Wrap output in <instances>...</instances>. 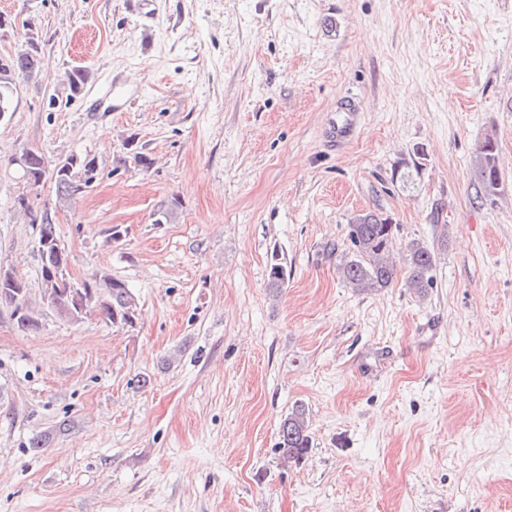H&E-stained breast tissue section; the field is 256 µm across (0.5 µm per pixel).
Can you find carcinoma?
<instances>
[{"label":"carcinoma","mask_w":512,"mask_h":512,"mask_svg":"<svg viewBox=\"0 0 512 512\" xmlns=\"http://www.w3.org/2000/svg\"><path fill=\"white\" fill-rule=\"evenodd\" d=\"M27 58L23 61L32 77L39 69L43 48L34 37L26 41ZM15 84L8 71L0 64V119L12 111L11 100ZM23 167L27 182L40 184L42 154L29 150ZM57 170L51 184L54 187L55 206L65 208L81 195V189L90 186L98 175L95 158L88 154H70ZM144 168L151 165L147 156L132 152L113 158L114 169L129 163ZM475 174L485 195L495 193L499 186L500 172L496 144L487 139L477 146L473 157ZM37 229V257L40 273L41 300L43 305L70 321L80 322L89 312L99 313L114 326L132 327L137 320V304L128 284L112 276L93 275L78 282L68 273L69 254L60 242L54 217L40 220ZM395 225L374 212L354 215L349 221V241L345 259L338 266L343 281L352 288L379 291L392 285L397 278L395 253ZM406 261L409 268L407 286L418 292L429 284V273L435 265L433 249L412 242L407 247ZM28 288L9 272L0 271V303L13 307L12 316L22 331L39 329V311L29 307ZM310 448L309 419L304 405L296 404L279 426L278 449L284 461L297 462Z\"/></svg>","instance_id":"1"}]
</instances>
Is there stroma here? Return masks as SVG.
<instances>
[{
	"instance_id": "1",
	"label": "stroma",
	"mask_w": 512,
	"mask_h": 512,
	"mask_svg": "<svg viewBox=\"0 0 512 512\" xmlns=\"http://www.w3.org/2000/svg\"><path fill=\"white\" fill-rule=\"evenodd\" d=\"M0 16V54L29 30L44 49L0 119V268L38 300L17 198L55 195L15 157L87 153L96 182L55 209L69 272L125 280L139 310L131 328L47 312L24 332L0 305V512H512V0H0ZM351 95L360 130L327 151ZM487 139L489 199L472 167ZM128 143L150 168L114 169ZM369 211L397 254L434 248L425 291L341 280ZM298 403L311 447L285 465ZM475 174L485 195H493L499 186L500 172L496 144L487 139L477 146L473 157Z\"/></svg>"
}]
</instances>
